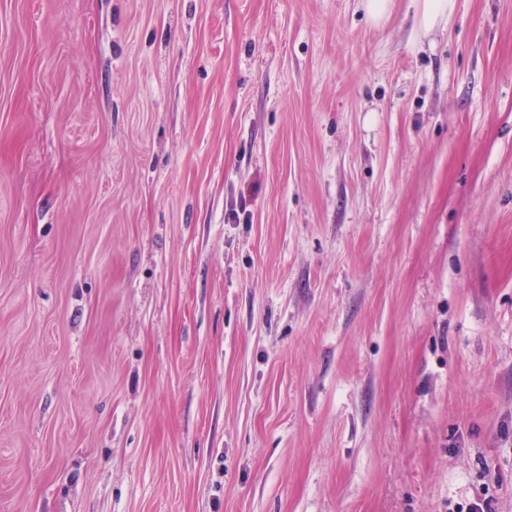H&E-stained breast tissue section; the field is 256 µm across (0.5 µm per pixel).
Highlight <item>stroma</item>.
<instances>
[{"label": "stroma", "instance_id": "stroma-1", "mask_svg": "<svg viewBox=\"0 0 512 512\" xmlns=\"http://www.w3.org/2000/svg\"><path fill=\"white\" fill-rule=\"evenodd\" d=\"M0 0V512H512V0ZM422 26L424 31H431L438 23L446 22L453 10L454 0H421Z\"/></svg>", "mask_w": 512, "mask_h": 512}]
</instances>
